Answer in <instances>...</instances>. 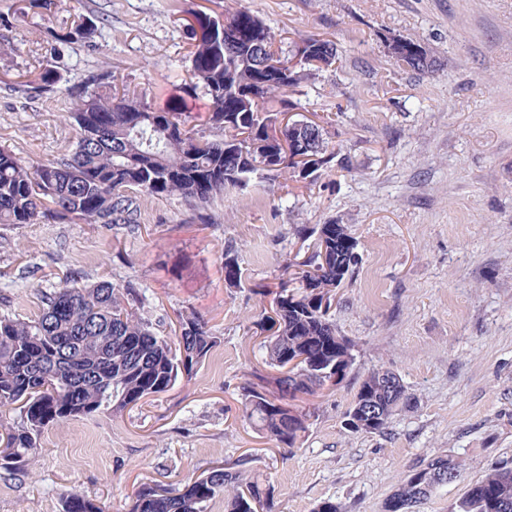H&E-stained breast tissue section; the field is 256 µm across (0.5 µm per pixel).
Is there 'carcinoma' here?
<instances>
[{
	"instance_id": "obj_1",
	"label": "carcinoma",
	"mask_w": 512,
	"mask_h": 512,
	"mask_svg": "<svg viewBox=\"0 0 512 512\" xmlns=\"http://www.w3.org/2000/svg\"><path fill=\"white\" fill-rule=\"evenodd\" d=\"M61 0H27L35 14L58 12ZM105 19L87 17L48 31L49 57L33 78L14 91L27 104L60 98L69 104L63 121L74 141L68 153L32 168L15 153L0 149V224H136L141 195L181 196L195 203L192 221L212 224L208 205L229 187L245 188L268 170L295 182L299 163L288 160L282 145L269 142L268 130L279 114L293 110L291 96L319 72L288 68L294 49L336 64V43L319 35H301L291 49L277 45L275 34L249 8L225 10L219 20L205 13L191 25L193 86L209 97V118L216 133L205 134L176 109L155 111L146 90L118 86L107 62L79 80L63 78L60 65L73 45L89 49L103 38ZM396 63L426 72L435 60L419 43L402 39ZM315 141L321 160L307 183L333 168L332 119L319 118ZM348 245L336 257V235L325 225L295 229L307 244L308 257L286 262L288 282L278 284L270 310L261 312V347L273 372L254 373L241 386L243 417L262 437L289 448L304 436L315 410L300 402L335 388L328 376L344 381L354 364L355 345L342 336L330 317L336 288L352 277L357 240L341 225ZM234 249L224 251V279L240 283ZM142 297L131 285L66 281L44 297L39 315L28 321L0 316V417L19 411L20 423L0 428V469L15 474L28 465L42 432L75 417L101 411L121 413L169 391L179 377H191L220 343L199 318L180 320L174 338L158 334L138 315ZM300 359L292 368L287 364ZM399 377L378 368L362 380L346 412L354 432L380 433L391 416L410 404ZM292 405L293 418L282 410ZM465 464L453 457L433 458L410 470L385 503V512H413L441 485L464 479ZM224 496V512H274L270 486L260 475H241L214 467L176 485L143 484L132 494L129 512H206ZM61 512H102L94 500L73 492ZM448 512H512V459L499 461L468 485Z\"/></svg>"
}]
</instances>
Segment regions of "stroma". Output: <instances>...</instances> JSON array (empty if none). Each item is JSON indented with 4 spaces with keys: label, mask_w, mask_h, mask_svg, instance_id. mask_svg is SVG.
Masks as SVG:
<instances>
[{
    "label": "stroma",
    "mask_w": 512,
    "mask_h": 512,
    "mask_svg": "<svg viewBox=\"0 0 512 512\" xmlns=\"http://www.w3.org/2000/svg\"><path fill=\"white\" fill-rule=\"evenodd\" d=\"M283 45L300 34L335 41L339 59L303 83L298 113L330 116L345 170L306 188L287 174L226 189L194 224L192 203L141 196L136 224L0 225V315L30 319L64 281L131 283L140 316L161 335L202 318L221 342L170 391L120 415L75 418L44 431L26 475L0 470V512H60L80 491L104 512H128L144 483H176L214 465L252 469L276 512H384L411 469L466 461V480L440 486L416 512H448L491 464L512 458V0H243ZM0 0L16 51L0 59V148L37 165L66 153L72 129L32 110L9 84L25 80L36 37L108 15L97 50L73 46L67 79L109 62L148 85L155 109L179 106L207 129L211 103L193 89L187 26L221 15V0H64L54 16ZM419 42L437 64L400 68L385 40ZM334 221L358 241L352 281L332 319L356 360L295 448L271 447L241 420V383L265 369L263 299L299 249L297 224ZM233 247L238 286L224 280ZM396 374L412 397L381 433H354L344 414L365 376Z\"/></svg>",
    "instance_id": "35a3bbf8"
}]
</instances>
